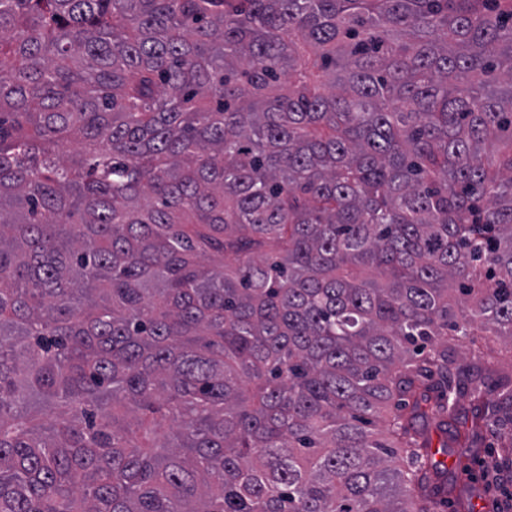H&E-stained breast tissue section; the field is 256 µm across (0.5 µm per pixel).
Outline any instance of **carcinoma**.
I'll list each match as a JSON object with an SVG mask.
<instances>
[{"mask_svg": "<svg viewBox=\"0 0 512 512\" xmlns=\"http://www.w3.org/2000/svg\"><path fill=\"white\" fill-rule=\"evenodd\" d=\"M479 329L512 0H0V512H437L463 391L496 498Z\"/></svg>", "mask_w": 512, "mask_h": 512, "instance_id": "cac0c4a2", "label": "carcinoma"}]
</instances>
